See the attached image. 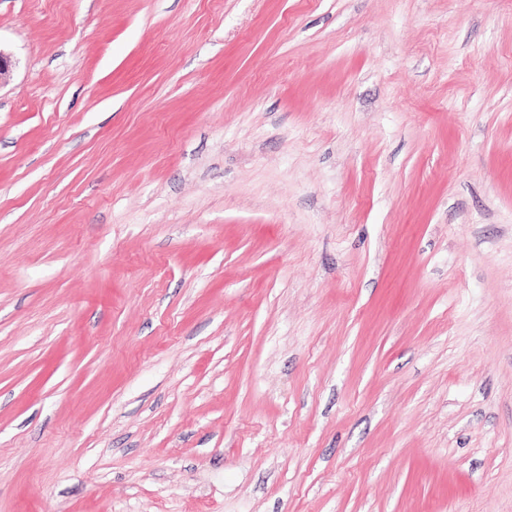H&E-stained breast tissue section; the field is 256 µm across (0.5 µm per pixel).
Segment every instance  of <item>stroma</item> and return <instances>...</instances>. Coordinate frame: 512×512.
<instances>
[{"mask_svg": "<svg viewBox=\"0 0 512 512\" xmlns=\"http://www.w3.org/2000/svg\"><path fill=\"white\" fill-rule=\"evenodd\" d=\"M0 512H512V0H0Z\"/></svg>", "mask_w": 512, "mask_h": 512, "instance_id": "1", "label": "stroma"}]
</instances>
